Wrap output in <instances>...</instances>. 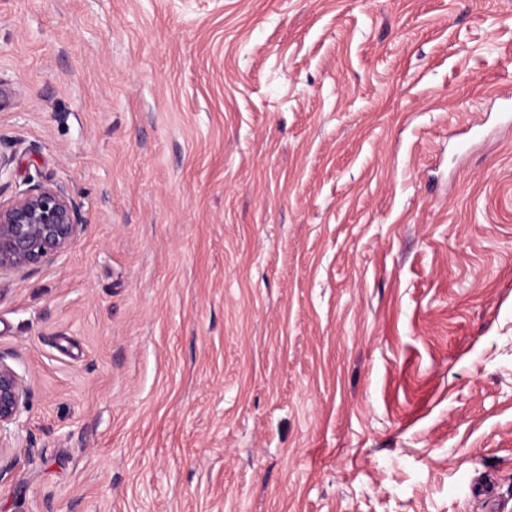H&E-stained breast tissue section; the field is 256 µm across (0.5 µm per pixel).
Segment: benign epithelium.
Here are the masks:
<instances>
[{"mask_svg":"<svg viewBox=\"0 0 512 512\" xmlns=\"http://www.w3.org/2000/svg\"><path fill=\"white\" fill-rule=\"evenodd\" d=\"M84 224L66 187L33 184L0 201V274L28 272L65 253ZM29 392L0 355V458L21 439Z\"/></svg>","mask_w":512,"mask_h":512,"instance_id":"7a95c632","label":"benign epithelium"}]
</instances>
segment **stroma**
I'll use <instances>...</instances> for the list:
<instances>
[{
	"label": "stroma",
	"instance_id": "stroma-1",
	"mask_svg": "<svg viewBox=\"0 0 512 512\" xmlns=\"http://www.w3.org/2000/svg\"><path fill=\"white\" fill-rule=\"evenodd\" d=\"M512 0H0V512H512ZM84 224L66 187L29 185L0 200V274L28 272L65 253ZM29 392L23 376L0 355V464L6 450L21 439L22 414L27 411Z\"/></svg>",
	"mask_w": 512,
	"mask_h": 512
}]
</instances>
